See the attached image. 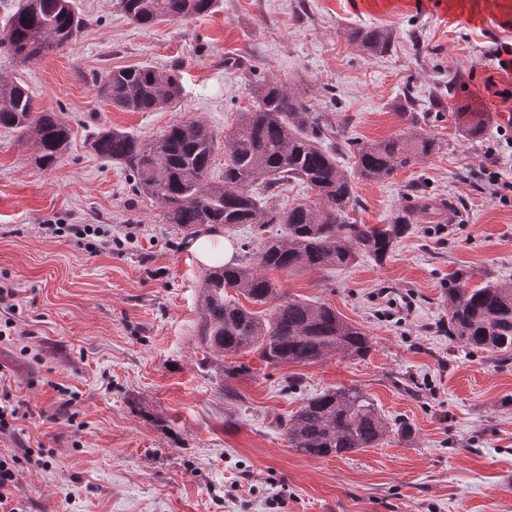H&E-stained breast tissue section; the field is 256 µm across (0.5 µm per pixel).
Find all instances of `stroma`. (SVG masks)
Returning a JSON list of instances; mask_svg holds the SVG:
<instances>
[{
	"mask_svg": "<svg viewBox=\"0 0 512 512\" xmlns=\"http://www.w3.org/2000/svg\"><path fill=\"white\" fill-rule=\"evenodd\" d=\"M72 42L22 65L0 48V80L27 84L39 112L69 125L58 162L0 127V397L21 401L0 456L29 452L13 496L21 512H512V360L470 352L447 332L445 290L512 281V201L492 198L476 171L496 147L512 183V145L497 129L512 69V0H217L211 13L143 29L117 0H76ZM389 33L371 54L352 29ZM178 71L182 97L124 112L96 92L108 70ZM277 79L332 128L337 161L353 146L403 133L414 106L436 150L384 182L355 179L359 224H385L419 199L435 202L383 262L271 272L282 290L332 306L371 339L366 356L315 364L230 357L224 375L198 336L207 273L191 238L136 196L121 164L91 137L119 129L158 138L190 117L233 127L257 80ZM477 135H469L470 127ZM106 224L119 244L64 233ZM13 328H6V321ZM357 386L411 437L312 457L278 419L316 393Z\"/></svg>",
	"mask_w": 512,
	"mask_h": 512,
	"instance_id": "obj_1",
	"label": "stroma"
}]
</instances>
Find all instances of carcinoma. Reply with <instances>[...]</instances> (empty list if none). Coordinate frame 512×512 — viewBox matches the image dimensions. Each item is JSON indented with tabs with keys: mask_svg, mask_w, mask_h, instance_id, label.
Returning <instances> with one entry per match:
<instances>
[{
	"mask_svg": "<svg viewBox=\"0 0 512 512\" xmlns=\"http://www.w3.org/2000/svg\"><path fill=\"white\" fill-rule=\"evenodd\" d=\"M215 0H119L133 23L150 28L210 12ZM82 19L73 0H19L0 35V45L24 61L70 43ZM351 39L372 54L389 48V34L357 29ZM100 96L113 107L152 112L180 97L178 72L161 74L150 66L113 70L98 82ZM410 128L381 143L356 148L355 172L382 182L399 169L429 156L436 142L418 129L415 113H403ZM0 126L32 142L45 170L63 157L70 130L54 112H36L33 97L19 80H0ZM328 129L310 106L274 81L254 86V105L241 113L231 130L219 134L199 118L171 125L156 140L143 143L120 130H102L92 147L102 158L124 165L132 191L160 201L166 223L190 233L201 226L241 224L253 229L255 251H245L237 264L216 267L201 285V342L231 376L224 357L259 353L268 364H313L330 355L352 358L370 350L366 333L324 302L281 292L259 269L300 272L347 266L363 257L377 262L392 253L411 228L407 211L387 224H357L348 212L357 201L351 175L325 144ZM224 145V176L209 179L212 159ZM288 183L313 191L318 201L281 210L269 206L270 194ZM271 224L281 228L267 234ZM233 288L255 311L225 293ZM448 335L473 352L512 359V282L488 281L467 287V277L454 273L448 281ZM280 429L296 450L309 456L343 457L372 448L392 430L411 433L405 422L390 424L374 401L357 387H340L307 398Z\"/></svg>",
	"mask_w": 512,
	"mask_h": 512,
	"instance_id": "carcinoma-1",
	"label": "carcinoma"
}]
</instances>
